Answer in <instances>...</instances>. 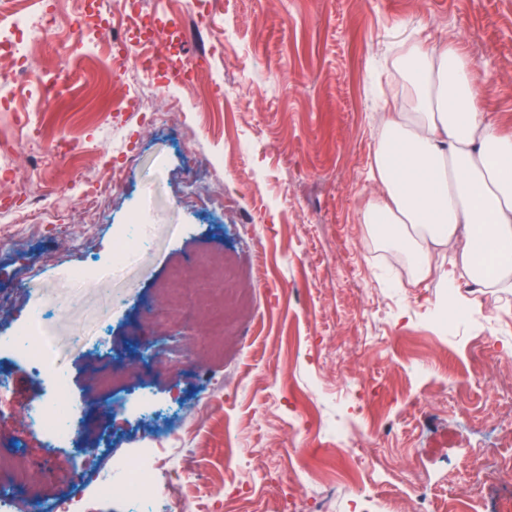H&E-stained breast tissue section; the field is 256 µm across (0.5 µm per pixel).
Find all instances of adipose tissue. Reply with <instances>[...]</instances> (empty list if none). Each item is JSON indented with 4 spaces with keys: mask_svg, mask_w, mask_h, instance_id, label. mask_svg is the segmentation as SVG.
<instances>
[{
    "mask_svg": "<svg viewBox=\"0 0 512 512\" xmlns=\"http://www.w3.org/2000/svg\"><path fill=\"white\" fill-rule=\"evenodd\" d=\"M402 60L416 106L383 118L370 168L377 197L362 221L407 255L415 281L512 288V132L485 111L458 46L414 42ZM449 253L460 268L445 265Z\"/></svg>",
    "mask_w": 512,
    "mask_h": 512,
    "instance_id": "obj_1",
    "label": "adipose tissue"
}]
</instances>
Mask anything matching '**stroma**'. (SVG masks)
<instances>
[{
    "mask_svg": "<svg viewBox=\"0 0 512 512\" xmlns=\"http://www.w3.org/2000/svg\"><path fill=\"white\" fill-rule=\"evenodd\" d=\"M111 30L93 26L70 53L59 42L28 43L26 82L0 77V200L44 195L34 226L18 235L0 223V331L40 309L41 290L77 304L41 321L64 359L66 384L37 378L26 360L10 363L14 411L0 418V448L19 446L29 463L50 467L71 445L32 430L28 410L81 407L91 463L106 461L115 491L110 512H127L140 477L196 498V512H377L393 473L403 479L399 512H412L422 481L438 497L429 512L469 485L471 447L484 457L512 453V364L473 371L488 337L512 338V291L496 288L443 316L437 282L411 286L406 258L390 256L361 221L374 196L368 178L381 99L415 106L401 63L407 43L460 45L479 71V95L512 130V0H98ZM156 14L173 30L192 15L206 41H163L164 60L210 64L169 84L162 64L138 63L133 12ZM126 36L127 64L112 69L102 41ZM56 78L46 98L37 83ZM98 196L88 208L83 194ZM152 226L149 242L128 225ZM232 258L254 283L248 318L224 328L222 350L188 369L201 327L190 320L160 330L145 307L170 295L188 300L173 274L185 261ZM111 269L102 300L88 267ZM107 327L117 354L144 345L172 350L167 371L139 379L124 427H98L105 391L100 352L71 338ZM169 403L188 435L157 440L144 414ZM363 444L362 471L338 450Z\"/></svg>",
    "mask_w": 512,
    "mask_h": 512,
    "instance_id": "35a3bbf8",
    "label": "stroma"
}]
</instances>
